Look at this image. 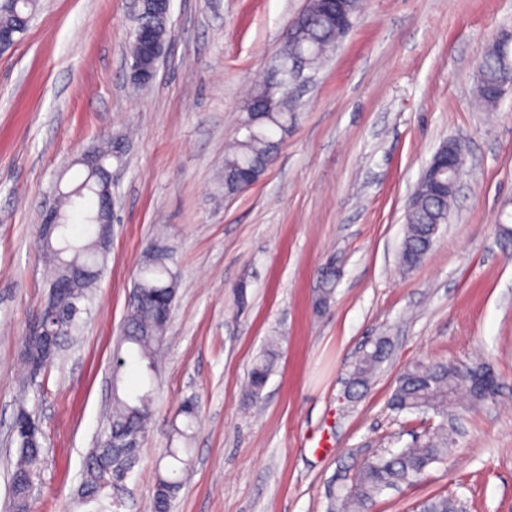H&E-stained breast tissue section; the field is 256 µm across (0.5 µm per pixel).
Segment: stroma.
<instances>
[{
	"instance_id": "1",
	"label": "stroma",
	"mask_w": 512,
	"mask_h": 512,
	"mask_svg": "<svg viewBox=\"0 0 512 512\" xmlns=\"http://www.w3.org/2000/svg\"><path fill=\"white\" fill-rule=\"evenodd\" d=\"M132 0H38L0 53V512H10L19 407L42 421L33 512L75 502L86 456L108 431L112 361L145 250L164 236L178 275L155 415L121 512H149L170 421L194 399L192 477L170 512H331L330 491L365 458L438 424L396 413L407 367L480 354L495 399L463 413L445 462L385 491L369 512H417L455 495L468 512H512V94L488 109L478 59L512 29V0H363L352 29L300 88L297 115L260 179L224 194V149L308 0H172L153 82L128 79ZM128 138L112 167L115 221L94 300L72 340L24 383L22 338L47 296L38 226L74 161ZM468 149L447 224L399 269L410 196L446 140ZM336 290L313 301L326 266ZM282 337L260 398L243 389ZM387 355L361 397L362 350Z\"/></svg>"
}]
</instances>
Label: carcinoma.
Returning <instances> with one entry per match:
<instances>
[{
	"label": "carcinoma",
	"mask_w": 512,
	"mask_h": 512,
	"mask_svg": "<svg viewBox=\"0 0 512 512\" xmlns=\"http://www.w3.org/2000/svg\"><path fill=\"white\" fill-rule=\"evenodd\" d=\"M31 0L0 4V27L28 28L32 20ZM325 0H309L305 11L293 22L284 47L279 53L284 59L302 55L309 66H317L334 47V28L325 17ZM477 87L497 81L501 76L498 58L487 57L479 65ZM267 92L266 84L259 85L246 103L245 121L251 129L228 150L224 157V195L240 192L236 175L244 168H253L262 175L268 163L288 134L294 114L288 106L279 112L253 114L259 99ZM124 139L114 138L96 148L100 167L92 173L83 169L78 183L60 192V212L63 215L58 234L41 237L46 258L52 266L46 288L63 282L68 291L54 300L53 315L48 321L51 335L23 341L21 355L26 365L39 363L47 367L58 354L63 333L74 331L81 320L75 308L85 311L91 290L104 264L105 252L98 236V227L92 226L94 215L83 216L82 224L70 223L71 214L83 211L84 200L99 195L102 180L110 161L122 159ZM415 202L407 207V230L399 253V265L411 271L431 250L434 225L446 222L451 198L436 197L420 182L413 193ZM171 254L151 247L141 261L138 275L127 305L122 335L112 366V415L110 432L88 453L78 497L85 505H93V512H120L116 501L117 490L138 461L141 438L155 413L152 392H122L121 375L129 363L145 365L150 372L157 365L158 356L166 342L170 312L177 290V275L171 267ZM322 288L315 297V308H325L334 295L336 271L327 267L322 273ZM385 343L374 345L364 353L351 374L355 389L368 385L378 364L385 357ZM279 356L278 341L272 338L254 359L246 386V397H259L273 374ZM500 383L484 362L474 360L457 365L446 361L415 364L398 377L390 397L391 408L398 412H420L441 418L440 423L398 451H387L364 460L352 474L350 482L340 486L334 499V512H368L369 506L383 491L401 485H412L424 477L429 467L448 458L453 444L448 431V408L465 399L470 406L480 405L495 398ZM178 415L182 422H172V437L184 444L182 448L169 447L164 457L170 459L165 473L157 476L150 503L151 512H169L172 500L184 487L191 469L190 459L184 457L197 425V409L193 400H185ZM35 415L19 407L13 428L17 435V460L12 472L14 512H30L31 496L28 482L39 475L44 454L45 435L42 428L27 433L29 421ZM112 494H104L106 488ZM462 501L448 495H435L419 505L418 512H461Z\"/></svg>",
	"instance_id": "1"
}]
</instances>
